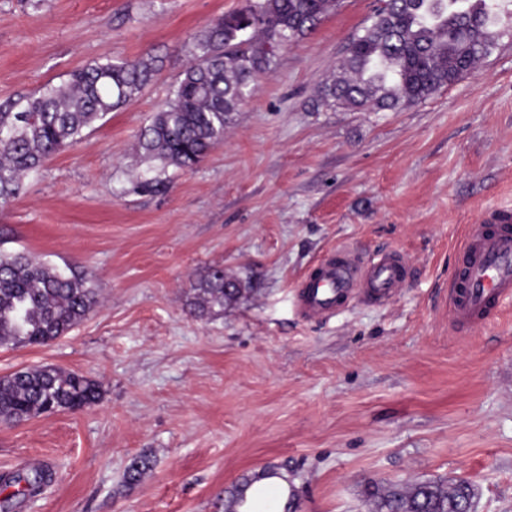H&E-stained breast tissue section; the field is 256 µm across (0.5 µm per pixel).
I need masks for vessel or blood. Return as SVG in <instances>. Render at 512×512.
I'll return each instance as SVG.
<instances>
[{
  "label": "vessel or blood",
  "instance_id": "vessel-or-blood-1",
  "mask_svg": "<svg viewBox=\"0 0 512 512\" xmlns=\"http://www.w3.org/2000/svg\"><path fill=\"white\" fill-rule=\"evenodd\" d=\"M402 256L385 252L361 260L350 248L328 254L298 289L301 313L322 319L356 303L383 306L403 287ZM512 300V209H488L472 224L456 258L448 311L453 327L479 324Z\"/></svg>",
  "mask_w": 512,
  "mask_h": 512
}]
</instances>
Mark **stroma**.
<instances>
[{
  "label": "stroma",
  "mask_w": 512,
  "mask_h": 512,
  "mask_svg": "<svg viewBox=\"0 0 512 512\" xmlns=\"http://www.w3.org/2000/svg\"><path fill=\"white\" fill-rule=\"evenodd\" d=\"M242 3L0 0V102L103 57L160 65L0 208V249L100 291L58 340L0 348V376L51 366L101 386L90 409L0 423V500L6 478L43 469L25 512H224L243 478L284 464L293 512H372L371 484L458 477L477 512H512V303L462 334L440 305L470 225L512 207V34L423 102L328 108L318 90L377 5L340 0L275 49L204 162L144 160L138 131L193 35ZM340 246L399 251L405 286L307 319L297 284ZM213 266L248 292L199 317L191 286ZM139 457L150 467L127 482Z\"/></svg>",
  "instance_id": "1"
}]
</instances>
